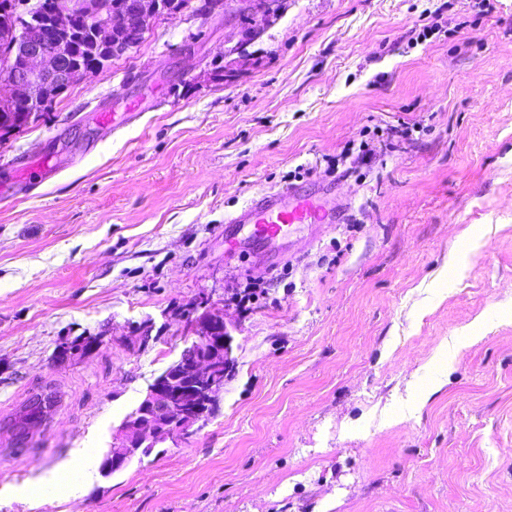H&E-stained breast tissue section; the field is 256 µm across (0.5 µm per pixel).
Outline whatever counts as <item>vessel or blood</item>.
Segmentation results:
<instances>
[{
  "label": "vessel or blood",
  "instance_id": "1",
  "mask_svg": "<svg viewBox=\"0 0 512 512\" xmlns=\"http://www.w3.org/2000/svg\"><path fill=\"white\" fill-rule=\"evenodd\" d=\"M336 210L319 195L294 187L271 190L252 198L228 224H249L259 243L276 240L292 224H334Z\"/></svg>",
  "mask_w": 512,
  "mask_h": 512
}]
</instances>
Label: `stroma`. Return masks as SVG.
I'll return each mask as SVG.
<instances>
[{
	"label": "stroma",
	"instance_id": "obj_1",
	"mask_svg": "<svg viewBox=\"0 0 512 512\" xmlns=\"http://www.w3.org/2000/svg\"><path fill=\"white\" fill-rule=\"evenodd\" d=\"M477 3L285 0L245 51L249 0L161 17L0 140L1 181L51 168L0 202V512H512V0ZM124 98L139 114L98 124ZM289 185L341 223L225 242ZM206 293L234 360L214 415L103 476ZM82 334L108 342L56 359ZM41 391L56 413L14 447Z\"/></svg>",
	"mask_w": 512,
	"mask_h": 512
}]
</instances>
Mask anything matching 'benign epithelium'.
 I'll return each mask as SVG.
<instances>
[{"mask_svg": "<svg viewBox=\"0 0 512 512\" xmlns=\"http://www.w3.org/2000/svg\"><path fill=\"white\" fill-rule=\"evenodd\" d=\"M68 7L64 0H58L39 14L29 0H20L10 18H0V37L12 50L9 63L0 71L1 113L18 102L34 112H46L56 94L75 79L88 77L82 65L64 64L56 46L75 38L74 29L60 25ZM168 8L166 0L106 7L103 0H80L79 10L89 27L88 41L109 60L129 50L115 44L113 35L127 34L136 45L152 19L167 14ZM250 10L256 18L272 22L281 15L283 0H250ZM46 36L53 43L44 40ZM184 328L185 347L179 357L153 379L143 399L112 429V445L102 461V473L121 471L134 459L164 445L179 448L207 422L208 408L224 391L232 364L231 335L224 323V310L215 308L208 294L202 297L200 311L184 317ZM80 354V342L74 337L60 342V358Z\"/></svg>", "mask_w": 512, "mask_h": 512, "instance_id": "1", "label": "benign epithelium"}]
</instances>
